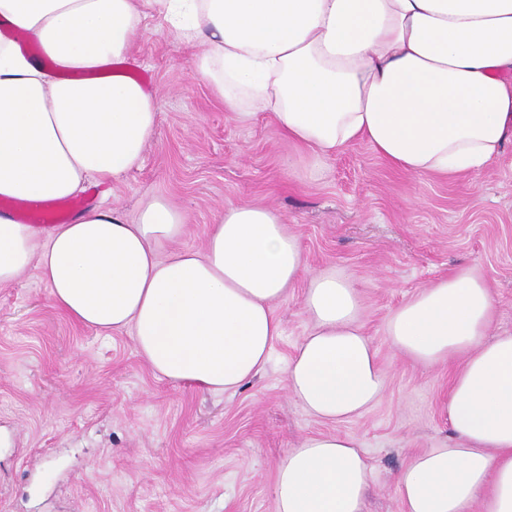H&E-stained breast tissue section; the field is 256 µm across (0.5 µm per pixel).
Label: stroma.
<instances>
[{"label":"stroma","instance_id":"stroma-1","mask_svg":"<svg viewBox=\"0 0 512 512\" xmlns=\"http://www.w3.org/2000/svg\"><path fill=\"white\" fill-rule=\"evenodd\" d=\"M132 55L159 100L155 134L138 168L87 184L73 213L114 205L132 219L163 196L187 217L184 245L198 248L224 202L281 212L308 272L334 270L361 291L386 392L338 430L373 464L365 512H403L397 472L451 437L440 413L450 372L404 358L386 322L424 286L473 267L496 301L491 335L512 333V143L474 179L412 176L365 143L321 157L265 116L235 119L192 78V48L149 34ZM276 314L283 336L265 370L235 394H212L156 378L130 333L72 322L37 271L0 287V512H274L278 459L328 430L286 387L309 330L301 291Z\"/></svg>","mask_w":512,"mask_h":512}]
</instances>
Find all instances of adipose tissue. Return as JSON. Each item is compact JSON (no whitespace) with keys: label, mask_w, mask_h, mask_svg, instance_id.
<instances>
[{"label":"adipose tissue","mask_w":512,"mask_h":512,"mask_svg":"<svg viewBox=\"0 0 512 512\" xmlns=\"http://www.w3.org/2000/svg\"><path fill=\"white\" fill-rule=\"evenodd\" d=\"M149 32L195 47L192 75L227 111L318 155L365 143L409 174L476 177L512 143V0H0V200H64L140 166L159 102L124 67ZM186 227L158 197L133 220L93 208L47 231L5 209L0 286L37 269L71 320L130 332L156 376L217 394L261 373L302 288L311 327L286 386L334 430L279 460L275 512H363L371 465L335 431L385 391L357 285L305 274L275 209L225 203L200 249L180 247ZM495 313L484 274L461 268L387 320L404 357L456 366L453 444L398 473L404 512H512V334L489 338Z\"/></svg>","instance_id":"adipose-tissue-1"}]
</instances>
